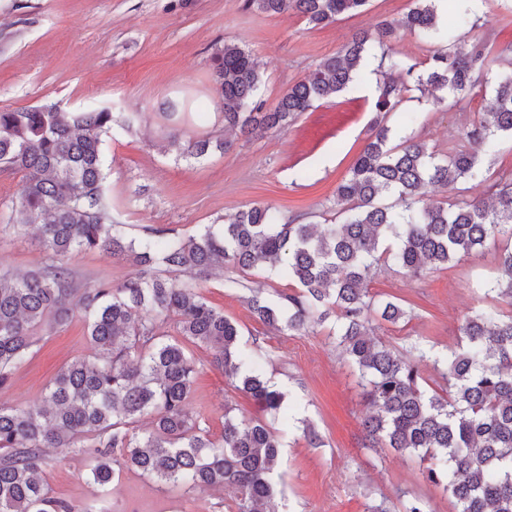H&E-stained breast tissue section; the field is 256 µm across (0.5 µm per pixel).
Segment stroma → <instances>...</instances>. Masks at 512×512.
<instances>
[{"mask_svg": "<svg viewBox=\"0 0 512 512\" xmlns=\"http://www.w3.org/2000/svg\"><path fill=\"white\" fill-rule=\"evenodd\" d=\"M412 5V0H369L361 12L315 27L292 12L245 9L243 0H0V109L56 103L73 111L107 107L134 117L132 129L113 126L103 145L112 216L130 235L150 227L190 235L255 205L274 207L285 220L301 217L320 224L335 219L336 187L370 134L375 97L365 76L377 72L379 56L365 57L362 80L316 102L288 128L237 139L229 150L199 160L179 159L165 150L158 107L166 98L188 96L197 131L223 135L210 75L213 57L224 44L252 51L262 76L260 97L271 106L353 32L400 18ZM438 9L465 18L494 46L512 42V0H440ZM489 96V91L479 92L462 110L423 97L408 99L388 117L392 141L413 135L440 153L462 148L464 128ZM505 170H512L508 135L488 146L482 179L436 190L434 197L480 195L487 181ZM22 184V174L0 173V216L13 223L0 234V269L19 272L46 262L34 230L23 227L22 214L12 206ZM498 246L489 240L482 253L419 279L382 265L369 283L372 294L405 309V318L382 324L377 334L399 352H426L427 393L447 391L440 372L463 342L459 326L464 317L496 303L485 289L498 275ZM69 266L85 287L101 279L118 283L136 271L102 251L75 255ZM241 280L242 288L231 292L223 278H211L203 282L202 294L239 325L242 347L260 357L263 377L286 393L285 407L277 415L268 412L232 386L209 349L191 344L187 350L197 374L189 409L215 440L228 405L239 418L276 429L285 451L278 512H366L405 494L423 496L432 512H456L442 486L423 481L417 458L368 447L362 422L369 410L357 375L327 329L283 334L251 315L245 296L258 291L277 301L279 293L292 290L287 276L251 271ZM92 355L81 320L41 332L31 359L15 372L10 386L0 388V406L39 403L63 364ZM307 425L320 436V446L305 438ZM48 455L44 477L52 496L82 512L89 507L97 512L102 507L107 512H235L230 490L187 496L131 469L121 470L103 499L88 479L87 456L58 449Z\"/></svg>", "mask_w": 512, "mask_h": 512, "instance_id": "obj_1", "label": "stroma"}]
</instances>
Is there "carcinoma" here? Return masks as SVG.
Listing matches in <instances>:
<instances>
[{
	"label": "carcinoma",
	"mask_w": 512,
	"mask_h": 512,
	"mask_svg": "<svg viewBox=\"0 0 512 512\" xmlns=\"http://www.w3.org/2000/svg\"><path fill=\"white\" fill-rule=\"evenodd\" d=\"M367 4L245 0L249 9L292 11L315 27ZM464 26L445 25L435 0H413L401 19L353 33L270 109L258 100L261 74L250 52L226 43L216 54L213 89L222 103L224 132L248 138L284 128L314 102L339 94L361 78L363 58L381 51L380 65L389 74L379 87L372 134L336 188L346 217L322 229L284 223L275 209L253 206L219 229L205 225L181 236L150 228L131 238L110 213L102 146L112 125L129 128L133 119L120 120L107 108L70 112L55 104L0 111V170L24 173L19 211L25 226L38 231L46 254L38 271L0 272V386L10 384L29 359L39 331L63 327L77 315L94 349L93 359L59 369L41 404L0 406V512H91L50 496L41 476L48 448L88 455L90 480L101 492L126 466L186 494L229 488L236 512H276L274 475L282 450L272 428L239 420L226 408L217 443L188 408L196 366L187 342L212 350L235 389L273 413L283 408L284 392L258 373L240 345L236 323L200 292L201 282L226 270L258 268L286 271L297 288L280 294L278 303L256 294L245 298L264 326L302 333L332 322L365 387L371 445L416 456L423 479L443 485L457 512H512V314L495 307L465 318L466 344L441 373L448 395L429 396L421 389L426 355H402L374 336L375 318L395 323L405 311L375 299L367 288L381 263L418 278L471 257L499 235L506 244L487 292L512 308V172L490 182L484 199L427 198L431 189L478 178L483 147L512 135V74L497 77L484 111L464 131L463 149L440 155L414 136L394 145L387 125L413 88L463 109L487 87L495 50L458 33ZM406 32L446 43L417 73L392 52L391 43ZM495 52L502 62L512 46ZM188 107L187 98L175 97L162 109L170 122L168 151L201 159L232 146L194 131ZM391 195L397 204L381 202ZM92 250L131 262L137 273L119 284L100 280L79 287L65 259ZM176 272L194 274L195 282L176 280ZM144 416L151 417V427L139 432L134 424ZM368 512L428 510L421 497L411 496Z\"/></svg>",
	"instance_id": "1"
}]
</instances>
